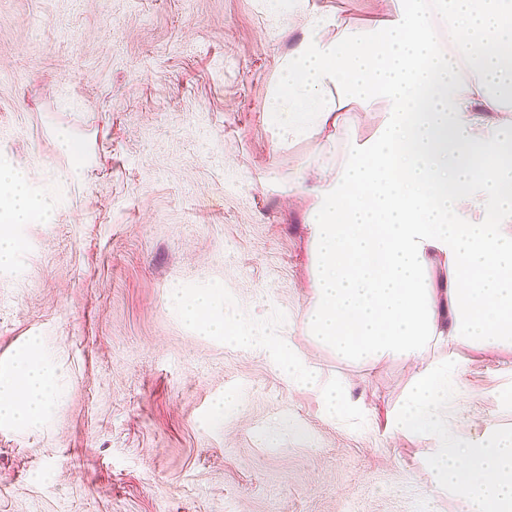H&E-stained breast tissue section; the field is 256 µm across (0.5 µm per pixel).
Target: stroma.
Here are the masks:
<instances>
[{"label":"stroma","mask_w":512,"mask_h":512,"mask_svg":"<svg viewBox=\"0 0 512 512\" xmlns=\"http://www.w3.org/2000/svg\"><path fill=\"white\" fill-rule=\"evenodd\" d=\"M389 0H0V157L51 190L11 226L0 365L43 337L62 368L46 424L0 426V512H458L429 441L387 421L410 362L361 366L301 321L310 200L291 192L323 136L278 142L267 106L308 12L371 25ZM224 286L228 315L276 327L350 381L332 422L261 355L195 333L170 288ZM450 424L512 431V353L461 351ZM240 403L209 423L215 400Z\"/></svg>","instance_id":"35a3bbf8"}]
</instances>
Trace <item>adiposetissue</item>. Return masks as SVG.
Listing matches in <instances>:
<instances>
[{
  "instance_id": "obj_1",
  "label": "adipose tissue",
  "mask_w": 512,
  "mask_h": 512,
  "mask_svg": "<svg viewBox=\"0 0 512 512\" xmlns=\"http://www.w3.org/2000/svg\"><path fill=\"white\" fill-rule=\"evenodd\" d=\"M334 38H326L327 26ZM512 0H392L372 29L307 16L269 108L273 134L295 140L338 127L347 105L382 115L376 132L319 155L295 192L312 197L304 222L312 258L305 335L338 360L412 361L392 436L429 439L431 493H454L459 512H512V432L478 441L448 428L458 392L450 351L512 352ZM4 217H49L52 195L0 161ZM215 286L169 300L225 345L262 355L289 385L319 389L332 419L354 412L349 384L321 372L277 329L252 331L216 311ZM55 370L29 339L0 366V425L27 428L50 413Z\"/></svg>"
}]
</instances>
